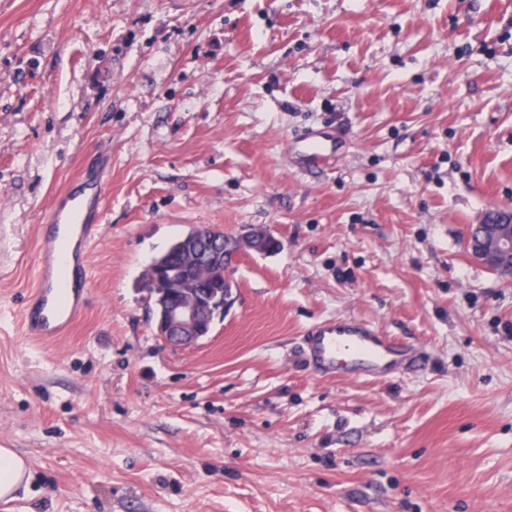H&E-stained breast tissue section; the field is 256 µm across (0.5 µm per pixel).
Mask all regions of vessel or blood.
I'll return each mask as SVG.
<instances>
[{"instance_id":"vessel-or-blood-1","label":"vessel or blood","mask_w":512,"mask_h":512,"mask_svg":"<svg viewBox=\"0 0 512 512\" xmlns=\"http://www.w3.org/2000/svg\"><path fill=\"white\" fill-rule=\"evenodd\" d=\"M301 168L318 169L335 152L324 133L311 130L291 145ZM77 190L57 194L51 203L49 231L39 244L34 290L23 313V324L33 336L54 339L77 321L81 309L66 301L69 288L86 289L87 254L72 257L68 231L79 227L83 245H90L103 216L105 183L98 166L82 168ZM305 353L315 372L323 376L351 375L377 380L394 377L421 366L423 358L412 345L400 344L375 324L343 316L312 326L306 335Z\"/></svg>"}]
</instances>
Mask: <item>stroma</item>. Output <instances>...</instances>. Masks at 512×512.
Masks as SVG:
<instances>
[{
    "instance_id": "35a3bbf8",
    "label": "stroma",
    "mask_w": 512,
    "mask_h": 512,
    "mask_svg": "<svg viewBox=\"0 0 512 512\" xmlns=\"http://www.w3.org/2000/svg\"><path fill=\"white\" fill-rule=\"evenodd\" d=\"M333 133L331 169L290 142ZM106 160L84 313L22 331L55 193ZM512 211V0H0V512H512V282L471 225ZM262 230L210 336L144 286L190 227ZM424 352L322 378L313 323ZM29 466L13 448H0V499H14L18 486L26 480Z\"/></svg>"
}]
</instances>
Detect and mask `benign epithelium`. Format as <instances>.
Segmentation results:
<instances>
[{"mask_svg":"<svg viewBox=\"0 0 512 512\" xmlns=\"http://www.w3.org/2000/svg\"><path fill=\"white\" fill-rule=\"evenodd\" d=\"M483 242L471 254L479 262L505 278H512V223L478 225ZM269 234L253 231L239 240H229L224 232L209 226H196L181 240L183 244L202 240L208 249H187V264L175 268L169 264L170 253L154 259L145 275L146 288L166 298L156 319L157 335L173 347H187L205 339L215 318L224 312L231 289L224 287L231 279V266L224 258L226 242L237 252L242 249L267 254L280 248V242L265 247Z\"/></svg>","mask_w":512,"mask_h":512,"instance_id":"1","label":"benign epithelium"}]
</instances>
